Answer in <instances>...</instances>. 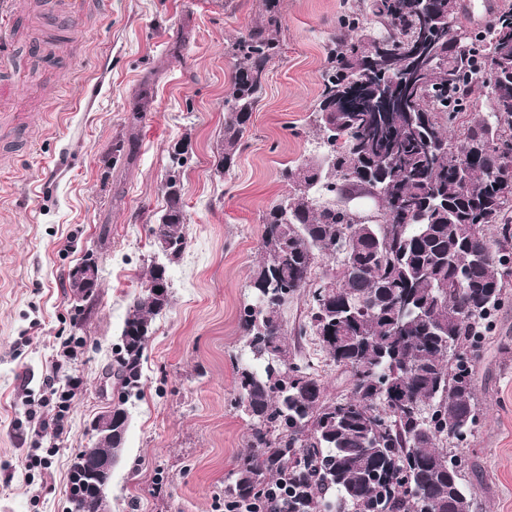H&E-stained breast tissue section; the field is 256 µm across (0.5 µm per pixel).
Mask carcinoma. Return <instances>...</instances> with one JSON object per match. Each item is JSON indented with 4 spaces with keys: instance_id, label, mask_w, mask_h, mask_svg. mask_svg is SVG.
<instances>
[{
    "instance_id": "carcinoma-1",
    "label": "carcinoma",
    "mask_w": 512,
    "mask_h": 512,
    "mask_svg": "<svg viewBox=\"0 0 512 512\" xmlns=\"http://www.w3.org/2000/svg\"><path fill=\"white\" fill-rule=\"evenodd\" d=\"M455 28L448 32L449 2ZM266 20L237 41L238 63L224 96V135L216 170L232 168L279 54L278 0H263ZM459 0H346L325 47L321 89L310 115L325 155L283 169L288 194L263 220L261 258L250 281L254 303L241 328L249 359L237 366V404L249 418L248 452L224 487V503L244 506L273 484L286 512H472L464 475L448 443L476 425L474 365L467 348L485 335L512 278V7L476 32ZM369 14L375 28L353 36ZM389 48L391 68L410 71L406 107L377 103L388 69L369 51ZM497 74L487 76L490 53ZM478 86L487 115H472L467 91ZM396 153L398 163L380 166ZM165 208L150 226L169 263L187 247L183 186L164 184ZM385 201L375 215L350 206ZM336 262L330 299L315 256ZM167 274L157 264L129 304L110 376L112 442L82 449L66 486L67 512H101L84 486L81 459L124 444L116 431L124 405L141 392L142 359L154 318L170 304L155 291ZM304 295L296 334L317 336L350 377V395L328 401L310 366L288 361L282 314ZM411 310L404 317L396 305Z\"/></svg>"
}]
</instances>
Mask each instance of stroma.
<instances>
[{"mask_svg":"<svg viewBox=\"0 0 512 512\" xmlns=\"http://www.w3.org/2000/svg\"><path fill=\"white\" fill-rule=\"evenodd\" d=\"M343 0H280L282 53L267 66L246 149L216 170L233 44L263 19L260 0H111L89 23L56 19L42 0L16 60L28 83L49 81L45 51L74 79L48 119L0 141V512H64L70 464L89 447L90 421L111 401L103 373L120 344L128 304L153 255L149 227L165 206L170 156L180 172L188 246L172 264L171 304L152 326L143 387L112 471L111 512H224V486L250 437L238 407L236 366L246 338L240 311L260 259L263 218L288 192L285 167L317 160L309 115L324 48ZM184 35L180 58L168 47ZM147 106L132 123L139 98ZM136 138L133 157L114 144ZM100 286L85 309L70 300L69 271L86 254ZM289 361L310 365L329 400L350 393L347 373L316 337L288 336ZM479 422L452 447L473 512H512V286L488 336L471 352ZM72 388L69 402L60 393ZM60 418L57 438L37 421Z\"/></svg>","mask_w":512,"mask_h":512,"instance_id":"obj_1","label":"stroma"}]
</instances>
